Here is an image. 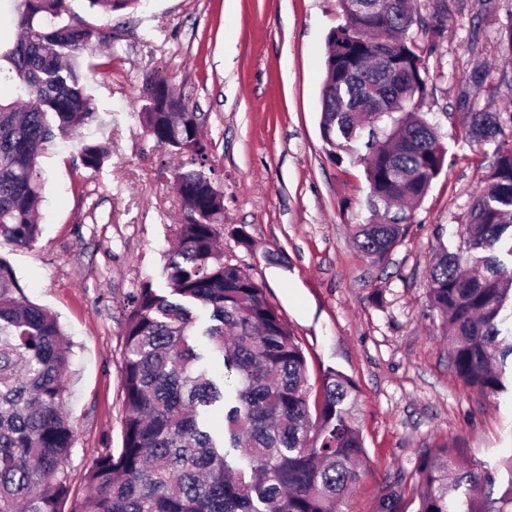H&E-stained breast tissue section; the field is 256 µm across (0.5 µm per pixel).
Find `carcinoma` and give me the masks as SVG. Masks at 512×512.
I'll return each instance as SVG.
<instances>
[{
  "label": "carcinoma",
  "instance_id": "carcinoma-1",
  "mask_svg": "<svg viewBox=\"0 0 512 512\" xmlns=\"http://www.w3.org/2000/svg\"><path fill=\"white\" fill-rule=\"evenodd\" d=\"M144 0H89L106 12ZM344 22L328 35L321 134L333 157L359 156L368 203L384 213L353 226L357 248L383 262L406 235L407 215L441 172L446 151L437 125L419 109L427 96L426 55L444 40L448 0H428L421 17L410 0H338ZM20 37L0 60L22 109L0 103V242L30 246L41 234L38 159L46 144L96 118L81 84L79 57L100 33L70 17L67 0H21ZM139 115L157 143L187 157L176 174L186 219L176 226L177 259L164 295L145 283L130 296L120 360L122 446L105 449L88 471L87 496L69 502L64 468L73 441L65 410L69 344L56 318L29 302L0 256V512H343L361 475L364 443L356 425L355 385L329 368L321 401L310 402L307 360L298 338L244 267L224 259V195L205 172L210 146L199 115L152 78ZM475 143L497 141L471 196L458 245L442 247L430 271L431 309L448 327L457 376L487 397L508 389L512 359V140L499 139L511 112L464 113ZM96 169L106 151L81 147ZM210 310L201 332L221 356L215 380L199 367L192 309ZM224 409L216 439L204 414ZM415 512H512V455L493 467H463L454 449L427 448L418 465ZM504 489L492 497V487ZM70 510H65V506ZM378 512H404L387 489Z\"/></svg>",
  "mask_w": 512,
  "mask_h": 512
}]
</instances>
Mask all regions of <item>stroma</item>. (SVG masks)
I'll return each instance as SVG.
<instances>
[{"instance_id":"obj_1","label":"stroma","mask_w":512,"mask_h":512,"mask_svg":"<svg viewBox=\"0 0 512 512\" xmlns=\"http://www.w3.org/2000/svg\"><path fill=\"white\" fill-rule=\"evenodd\" d=\"M496 4L490 17L478 0L452 5L446 39L426 57L421 109L439 127L446 161L379 266L351 237L352 225L375 218L364 167L335 160L320 131L337 0H145L112 13L69 0L72 16L113 35L82 54L98 116L47 145L41 236L29 247L0 244V255L26 299L56 315L71 342L74 498L85 497L98 455L122 445L127 299L147 282L166 287L173 227L183 220L174 177L187 160L139 118L149 76L167 79L200 115L210 177L224 194L225 259L263 284L303 347L311 381L332 367L357 387L366 457L344 512H376L389 485L411 503L423 449L453 446L475 467L512 455V395L482 396L455 375L429 303L437 250L455 245L495 149L469 141L458 100L512 112V85L502 79L512 58L498 44L512 0ZM476 70L479 86L468 81ZM87 143L107 150L100 169L82 165Z\"/></svg>"}]
</instances>
